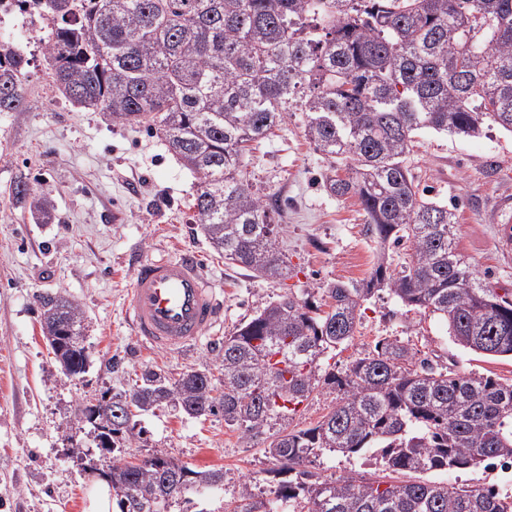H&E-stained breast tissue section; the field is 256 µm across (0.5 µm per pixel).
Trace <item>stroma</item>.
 Returning a JSON list of instances; mask_svg holds the SVG:
<instances>
[{
  "mask_svg": "<svg viewBox=\"0 0 512 512\" xmlns=\"http://www.w3.org/2000/svg\"><path fill=\"white\" fill-rule=\"evenodd\" d=\"M43 26L24 14L0 15V38L31 60L29 108L0 112V512H88L99 451L93 432L72 430L79 405L132 390L149 370L173 380L217 372L225 337L261 303L293 293L328 305L327 284L366 278L377 245L357 202L324 189L330 161L305 140L296 115L244 158L254 190L280 198V246L292 274L264 280L225 263L194 220L197 179L143 126L112 123L59 94L36 37ZM408 164L430 195L455 206L458 248L482 279L512 291V249L498 231L512 209V133L489 121L477 138L426 131ZM20 176L51 201L48 222L12 206L8 189ZM182 250L197 254L223 317L189 350L143 348L125 314L132 263ZM59 293L87 317L91 363L79 380L63 375L41 331L40 300ZM385 338L409 343L439 367L512 381L511 358L458 347L440 317L407 310L384 292L365 302L352 346L325 361L343 365ZM139 423L121 460L158 454L227 473L223 490L172 512H229L244 479L262 482L273 467L263 445H248L219 414L196 419L168 406Z\"/></svg>",
  "mask_w": 512,
  "mask_h": 512,
  "instance_id": "1",
  "label": "stroma"
}]
</instances>
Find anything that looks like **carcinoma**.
<instances>
[{"instance_id":"1","label":"carcinoma","mask_w":512,"mask_h":512,"mask_svg":"<svg viewBox=\"0 0 512 512\" xmlns=\"http://www.w3.org/2000/svg\"><path fill=\"white\" fill-rule=\"evenodd\" d=\"M51 32L43 42L53 83L70 101L136 122L164 141L198 179L195 221L224 260L262 279L290 269L281 250L280 205L255 192L242 170L252 143L302 113L314 148L331 166L323 186L354 198L378 243L366 279L328 288L329 310L290 293L261 304L224 337V380L200 371L172 382L143 377L131 391L81 409L112 455L108 482L120 505L170 503L224 486V469L199 471L154 455L120 464L136 414L175 403L188 417L220 413L275 467L269 489L241 486L233 512H512L496 487L392 481L399 472H457L488 460L512 465V383L441 370L408 343L380 340L340 369L323 356L354 339L362 303L386 291L404 306L440 316L453 342L492 357L512 356V294L486 287L457 248L454 209L419 188L407 160L421 131L482 135L489 120L512 132V0H16ZM30 59L0 40V112L30 107ZM10 197L35 219L50 204L17 178ZM409 244L408 265L391 270L389 248ZM43 331L60 366L88 371L79 305L47 298ZM338 393L316 425L290 421L319 387ZM374 458L381 474L322 477L320 456Z\"/></svg>"}]
</instances>
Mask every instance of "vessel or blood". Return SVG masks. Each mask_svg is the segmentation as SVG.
<instances>
[{
    "mask_svg": "<svg viewBox=\"0 0 512 512\" xmlns=\"http://www.w3.org/2000/svg\"><path fill=\"white\" fill-rule=\"evenodd\" d=\"M127 314L139 345L178 353L198 343L222 309L197 256L185 252L136 265Z\"/></svg>",
    "mask_w": 512,
    "mask_h": 512,
    "instance_id": "obj_1",
    "label": "vessel or blood"
}]
</instances>
